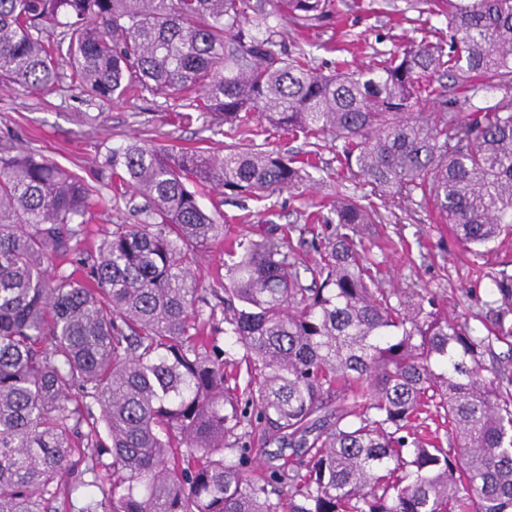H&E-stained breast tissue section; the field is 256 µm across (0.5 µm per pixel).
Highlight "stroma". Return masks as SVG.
<instances>
[{
	"instance_id": "obj_1",
	"label": "stroma",
	"mask_w": 512,
	"mask_h": 512,
	"mask_svg": "<svg viewBox=\"0 0 512 512\" xmlns=\"http://www.w3.org/2000/svg\"><path fill=\"white\" fill-rule=\"evenodd\" d=\"M285 48L304 42L316 67L329 69L347 62L354 70L370 66L377 52H398L411 40L447 39L445 17H427L419 0H335L332 16L313 22L308 29L293 25L286 16L272 20ZM148 139L174 148L203 147L223 155V135L204 128L201 112L185 101L165 94L88 101L71 82L64 80L47 94L0 87V152L30 150L83 177L102 199L88 216L77 257L87 258L116 224L145 220L144 201L130 188H116L105 158L112 148L131 138ZM258 150L314 153L320 168H337L336 144L330 140L312 146L270 129L256 136ZM354 183L331 177L298 188L261 197L227 195L203 188L200 206L217 215L225 241L251 235L256 225L271 224L277 233H290L302 261H313L316 246L334 240L332 224H309L304 216L314 208L330 210L337 195L356 192ZM433 206H409L389 222L371 225L365 243L380 269L387 288H428L436 292L449 313H465L476 331H483L490 298L491 272L512 267V240L495 242L480 255L465 252L446 225L435 223ZM228 257L223 243L198 251L189 267L201 285L199 304L214 313L213 334L225 345L224 301L213 290Z\"/></svg>"
}]
</instances>
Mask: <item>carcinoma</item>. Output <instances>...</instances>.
Returning <instances> with one entry per match:
<instances>
[{
  "mask_svg": "<svg viewBox=\"0 0 512 512\" xmlns=\"http://www.w3.org/2000/svg\"><path fill=\"white\" fill-rule=\"evenodd\" d=\"M333 2L0 0L1 84L164 93L232 140L222 157L112 149L116 185L149 202L148 220L116 225L84 277L50 266L77 250L88 185L42 155L0 153V512H57L68 474L79 512H512V376L483 363L493 343L512 347V273L489 275L478 336L428 290L380 287L360 237L428 201L474 252L512 237V0H423L448 17V46L423 38L326 73L270 20L305 27ZM437 72L446 93L421 84ZM486 75L502 97L458 111ZM256 116L340 142V172L377 201L342 194L309 212L346 229L313 263L268 229L237 241L224 349L204 336L214 313L187 266L224 225L189 185L259 196L319 170L238 147ZM430 407L446 448L420 430ZM255 432L294 455L251 468Z\"/></svg>",
  "mask_w": 512,
  "mask_h": 512,
  "instance_id": "1",
  "label": "carcinoma"
}]
</instances>
